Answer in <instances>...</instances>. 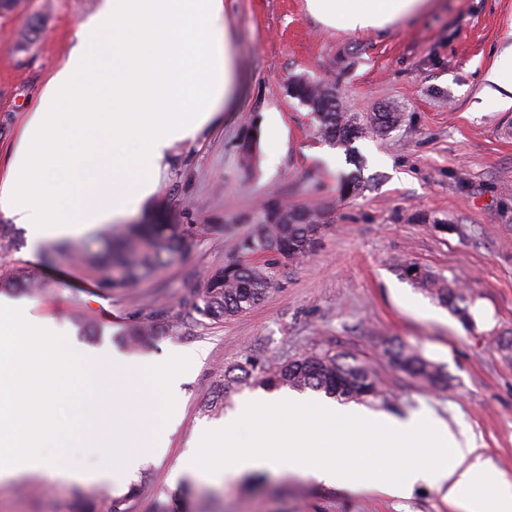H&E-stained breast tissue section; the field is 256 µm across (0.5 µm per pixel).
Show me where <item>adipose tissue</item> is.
Instances as JSON below:
<instances>
[{
	"mask_svg": "<svg viewBox=\"0 0 512 512\" xmlns=\"http://www.w3.org/2000/svg\"><path fill=\"white\" fill-rule=\"evenodd\" d=\"M440 0H307L325 26L380 30ZM78 44L27 113L0 211L24 226L31 250L125 217L155 190L171 148L194 139L234 94L224 0H103L80 23ZM483 99L512 107V48L494 59ZM251 448L224 460L238 428ZM395 456H388V449ZM189 454L212 476L291 472L393 498L429 483L462 512H512V481L472 434L415 413L399 419L289 394L242 401L203 425Z\"/></svg>",
	"mask_w": 512,
	"mask_h": 512,
	"instance_id": "adipose-tissue-1",
	"label": "adipose tissue"
}]
</instances>
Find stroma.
Returning <instances> with one entry per match:
<instances>
[{"label": "stroma", "mask_w": 512, "mask_h": 512, "mask_svg": "<svg viewBox=\"0 0 512 512\" xmlns=\"http://www.w3.org/2000/svg\"><path fill=\"white\" fill-rule=\"evenodd\" d=\"M101 0H17L0 10V181L23 118L75 43L79 24ZM239 89L195 140L173 146L155 193L130 223L186 226L188 249L132 288L107 291L82 262L46 268L31 262L21 227L0 254V276L45 283L37 314L64 324L71 339L111 345L163 360L201 348L204 358L180 385L175 431L158 428L167 451L148 458L116 487L76 485L59 473L0 483V512H77L78 499L110 512V498L130 494V512H164L202 424L223 420L253 382L219 397L225 371L244 356L278 365L333 349L368 362L380 394L363 407L394 417L424 410L463 427L512 479V111L481 99L494 58L512 47V0H443L397 27L349 33L330 29L306 0H224ZM27 46L18 36L30 26ZM296 79L334 88L339 111L361 116L353 146L361 186L342 191L351 171L343 148H330L309 107L290 95ZM392 112L388 132L372 115ZM251 156H244L245 145ZM334 152L335 167L321 154ZM270 199L318 214L325 229L314 250L280 264L275 283L249 312L216 323L192 312L195 289L232 261L263 264L268 254L243 246ZM415 264L471 297L472 324L415 288L400 273ZM177 317L179 335L143 337L134 325ZM405 344L445 367L448 386L434 390L397 371L387 342ZM191 512H456L432 488L407 499L323 485L291 473L228 480L191 475Z\"/></svg>", "instance_id": "obj_1"}]
</instances>
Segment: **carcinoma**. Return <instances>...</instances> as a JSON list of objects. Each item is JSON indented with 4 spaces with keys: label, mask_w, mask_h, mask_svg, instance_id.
<instances>
[{
    "label": "carcinoma",
    "mask_w": 512,
    "mask_h": 512,
    "mask_svg": "<svg viewBox=\"0 0 512 512\" xmlns=\"http://www.w3.org/2000/svg\"><path fill=\"white\" fill-rule=\"evenodd\" d=\"M292 94L311 108L324 141L353 152L352 140L363 133L364 127L357 115L336 111L334 89L303 82L292 86ZM260 220L245 246L272 252L275 257L262 265L228 263L209 274L193 303V311L198 315L222 321L249 311L273 285L276 266L311 253L323 228L312 215L278 202L268 203ZM188 240L189 231L182 224L147 221L126 226L119 232L107 228L87 243L81 256L88 270L99 276L102 288H130L171 263L186 248ZM74 254L70 244L62 243L46 253L45 262L54 264ZM401 271L415 287L463 322H471L469 296L452 282L429 270H415L411 265L401 266ZM385 354L399 371L412 378L434 388L448 385V372L443 367L401 343H389ZM251 378L269 389H309L344 400L374 398L378 394L374 374L364 361L331 350L310 353L276 367L249 355L225 372L223 390H231L235 384Z\"/></svg>",
    "instance_id": "carcinoma-1"
}]
</instances>
